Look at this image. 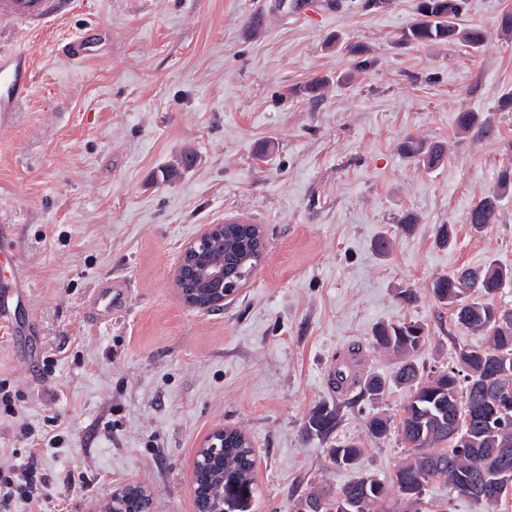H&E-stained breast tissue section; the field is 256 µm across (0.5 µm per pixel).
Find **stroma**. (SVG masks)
<instances>
[{"label":"stroma","mask_w":512,"mask_h":512,"mask_svg":"<svg viewBox=\"0 0 512 512\" xmlns=\"http://www.w3.org/2000/svg\"><path fill=\"white\" fill-rule=\"evenodd\" d=\"M80 0L78 12L22 44L32 88L0 140V289L22 268L17 307L27 348L0 327V463L26 461L20 423L59 430L62 448L38 472L44 512H97L130 482L148 486L152 512H194L190 488L204 437L243 429L258 467L235 512H300L313 491L335 496L363 475L389 479L406 455L398 431L375 439L374 414L397 421L410 392L400 361L374 348L382 323L415 321L429 341L415 362L434 373L486 336L457 326L427 288L435 276L488 262L512 268V196L498 224L472 231L467 213L512 165V41L496 38L512 0H467L462 22L492 31L480 53L426 47L399 35L417 0ZM83 40L90 57L68 54ZM375 61L354 69L351 46ZM330 78L322 100L299 89ZM460 112L494 133L457 134ZM448 145L426 171L399 150L405 136ZM194 164L165 169L184 150ZM417 224L402 227L406 215ZM243 216L262 225L266 258L222 310L178 299L171 272L207 224ZM454 225L453 246L434 243ZM390 235L382 258L373 242ZM126 305L94 320L104 279ZM417 289L405 305L399 289ZM379 398L344 404L331 384L351 349ZM340 404L329 438L305 436L309 414ZM360 442L354 466L329 448Z\"/></svg>","instance_id":"1"}]
</instances>
